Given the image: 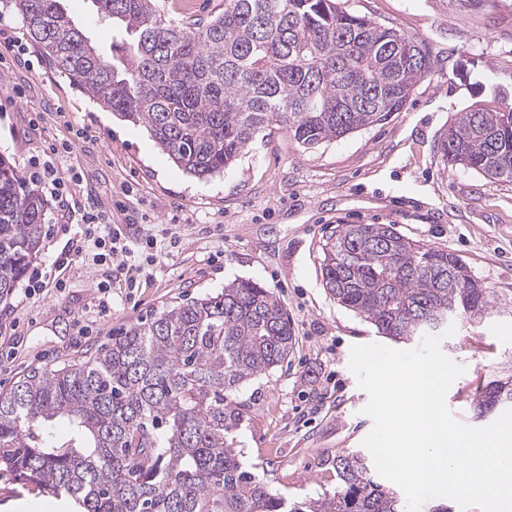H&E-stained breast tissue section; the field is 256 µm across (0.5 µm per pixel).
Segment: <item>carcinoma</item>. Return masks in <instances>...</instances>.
Wrapping results in <instances>:
<instances>
[{"label":"carcinoma","mask_w":512,"mask_h":512,"mask_svg":"<svg viewBox=\"0 0 512 512\" xmlns=\"http://www.w3.org/2000/svg\"><path fill=\"white\" fill-rule=\"evenodd\" d=\"M37 50L94 102L143 125L197 178L224 172L259 133L285 128L311 149L399 111L434 59L427 44L347 9L341 0H224L207 20H166L160 0H90L124 25L103 56L62 0H11ZM444 159L512 181V107L460 113ZM45 203L0 155V303L42 238ZM328 294L391 340L448 318H481L490 293L457 255L404 238L392 224H342L323 247ZM272 291L235 280L163 308L88 356L35 369L0 394V471L74 502L78 512H405L366 461L340 455L341 489L290 502L243 469L227 442L240 384L293 350ZM512 384L476 397L483 412ZM64 424V441L43 430Z\"/></svg>","instance_id":"obj_1"}]
</instances>
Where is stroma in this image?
Here are the masks:
<instances>
[{
	"label": "stroma",
	"instance_id": "obj_1",
	"mask_svg": "<svg viewBox=\"0 0 512 512\" xmlns=\"http://www.w3.org/2000/svg\"><path fill=\"white\" fill-rule=\"evenodd\" d=\"M372 21L424 41L438 56L387 120L306 149L287 130L253 139L223 174L178 169L145 127L83 95L34 47L20 15L0 0V155L19 173L53 166L64 185L46 197L34 265L40 291L17 286L0 304V392L23 374L59 365L111 341L162 308L221 292L236 279L269 288L290 317L287 364L240 385L242 416L228 437L245 470L291 501L336 491V456L366 455L369 397L349 368L356 344H385L375 326L338 305L322 284V247L340 224H392L405 238L460 256L494 306L456 320L443 352L464 365L446 404L471 427L492 423L473 398L512 380V182L449 165L439 141L464 110L512 103V0H348ZM75 24L102 53L116 29L90 0H66ZM120 231L134 271L95 261L84 210ZM82 251L65 272L51 262L67 240ZM110 287L102 307L99 282Z\"/></svg>",
	"mask_w": 512,
	"mask_h": 512
}]
</instances>
